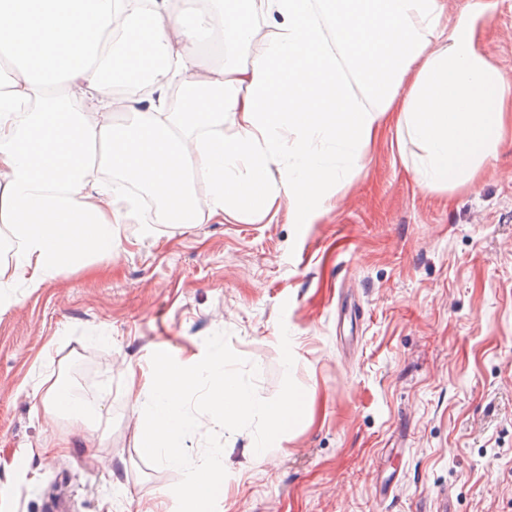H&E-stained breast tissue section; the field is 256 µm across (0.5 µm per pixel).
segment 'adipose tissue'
Wrapping results in <instances>:
<instances>
[{"label":"adipose tissue","mask_w":512,"mask_h":512,"mask_svg":"<svg viewBox=\"0 0 512 512\" xmlns=\"http://www.w3.org/2000/svg\"><path fill=\"white\" fill-rule=\"evenodd\" d=\"M491 8L467 0L452 17L445 0H218L208 10L0 0V220L12 250L0 288H36L86 254H115L137 190L154 200L156 224L259 214L277 188L299 216L315 214L335 170L329 153L361 167L386 119L420 144V187L473 184L512 131V84L477 44ZM258 16L273 34L250 64L212 62L214 31L249 42ZM177 85L189 93L176 109ZM228 116L240 128L232 138ZM197 171L209 180L204 202L188 180ZM34 397L92 432L105 418L55 382Z\"/></svg>","instance_id":"adipose-tissue-1"}]
</instances>
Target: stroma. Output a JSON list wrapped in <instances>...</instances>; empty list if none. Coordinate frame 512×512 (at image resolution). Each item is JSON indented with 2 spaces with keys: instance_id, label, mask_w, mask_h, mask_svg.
<instances>
[{
  "instance_id": "1",
  "label": "stroma",
  "mask_w": 512,
  "mask_h": 512,
  "mask_svg": "<svg viewBox=\"0 0 512 512\" xmlns=\"http://www.w3.org/2000/svg\"><path fill=\"white\" fill-rule=\"evenodd\" d=\"M477 31L512 79V0ZM420 150L386 122L361 168L329 183L313 221L278 195L263 214L206 224L125 225L118 255L90 253L0 308V512H176L178 469L139 446L129 369L204 354L224 331L282 384L280 331L307 403L267 456L251 431H218L227 476L217 512H512V139L475 186L422 189ZM112 414L89 432L34 413L66 383ZM65 453L41 451L45 434Z\"/></svg>"
}]
</instances>
